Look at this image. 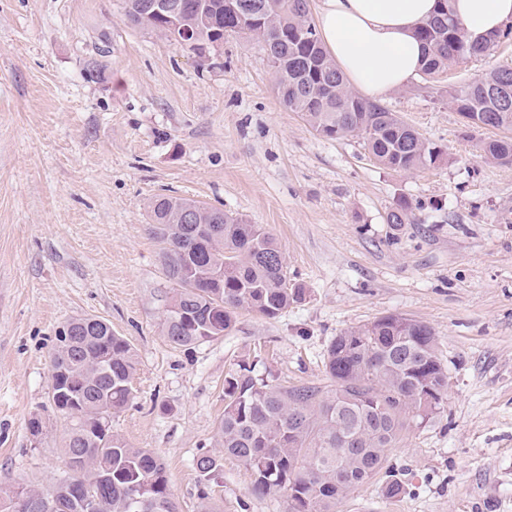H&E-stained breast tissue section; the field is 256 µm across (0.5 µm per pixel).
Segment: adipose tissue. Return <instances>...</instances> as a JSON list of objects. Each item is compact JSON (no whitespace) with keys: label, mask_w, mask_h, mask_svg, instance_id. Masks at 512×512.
Listing matches in <instances>:
<instances>
[{"label":"adipose tissue","mask_w":512,"mask_h":512,"mask_svg":"<svg viewBox=\"0 0 512 512\" xmlns=\"http://www.w3.org/2000/svg\"><path fill=\"white\" fill-rule=\"evenodd\" d=\"M469 40L512 25V0H451ZM437 0H322L317 28L350 86L369 98L406 87L420 72L423 48L414 36Z\"/></svg>","instance_id":"ef3b65f1"}]
</instances>
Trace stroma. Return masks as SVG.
<instances>
[{
	"label": "stroma",
	"instance_id": "stroma-1",
	"mask_svg": "<svg viewBox=\"0 0 512 512\" xmlns=\"http://www.w3.org/2000/svg\"><path fill=\"white\" fill-rule=\"evenodd\" d=\"M494 69H512V40L385 98L444 152L395 172L361 139L321 138L285 110L247 36L202 60L129 24L123 0H0V483L65 475L50 357L58 327L88 315L137 354L114 429L164 463L179 512H286L284 494L251 493L236 458L207 481L194 466L217 449L225 373L244 363L319 385L334 336L402 314L432 327L447 400L388 451L403 492L386 497L379 476L338 512H512V163L484 159L496 130L467 128L448 102ZM162 195L263 225L305 300L274 320L240 312L230 334L190 349L170 343L149 233ZM402 201L410 223L387 224ZM35 416L49 428L37 445Z\"/></svg>",
	"mask_w": 512,
	"mask_h": 512
}]
</instances>
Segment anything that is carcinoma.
Returning <instances> with one entry per match:
<instances>
[{
	"instance_id": "1",
	"label": "carcinoma",
	"mask_w": 512,
	"mask_h": 512,
	"mask_svg": "<svg viewBox=\"0 0 512 512\" xmlns=\"http://www.w3.org/2000/svg\"><path fill=\"white\" fill-rule=\"evenodd\" d=\"M142 0H124V16L188 48L224 39H255L273 69L283 107L298 112L325 139L363 140L379 165L399 172L431 166L443 152L421 138L385 105L348 85L329 58L312 20L309 0H186L189 40L177 38L167 19L140 18ZM437 15L418 27L427 48L421 74L434 79L458 60L486 56L512 39V26L484 42H471L440 0ZM254 13L263 23L251 22ZM456 111L485 116L493 128L512 129V70L448 90ZM485 158L512 159V137L487 141ZM191 199L158 197L152 235L168 283L161 295L162 333L179 347L229 334L237 313L275 319L300 302L305 288L288 282L286 256L260 224L224 210L196 206V233H185ZM57 336L51 400L58 412L68 474L47 489L0 488V512H178L164 464L147 448H134L112 428L133 399L137 370L133 347L109 323L78 325ZM329 384H276L247 368L224 377V415L218 441L250 471L251 492H283L288 512H336L339 502L367 481L389 473L387 450L411 422L425 421L445 403L448 368L433 329L402 315H386L348 328L325 355Z\"/></svg>"
}]
</instances>
